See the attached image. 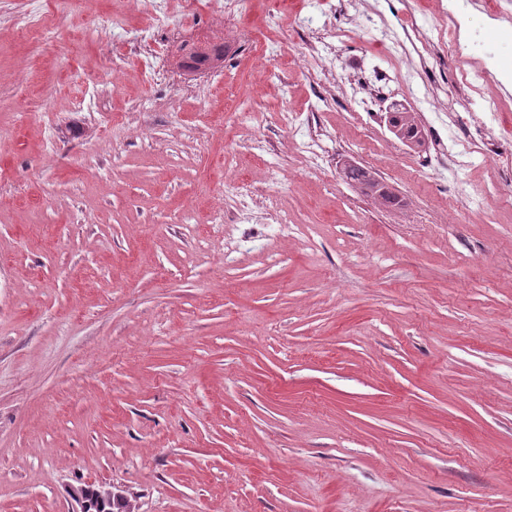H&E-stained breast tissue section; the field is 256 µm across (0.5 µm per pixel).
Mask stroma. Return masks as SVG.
Segmentation results:
<instances>
[{
    "mask_svg": "<svg viewBox=\"0 0 512 512\" xmlns=\"http://www.w3.org/2000/svg\"><path fill=\"white\" fill-rule=\"evenodd\" d=\"M96 2L0 0V512H69L98 483L139 512H512V180L492 153L435 165L438 140L467 143L430 95L470 96L458 58L406 93L376 31L405 0H344L364 21L339 64L367 112L300 54L317 0L273 29L244 0L229 64L173 93L169 31L220 38L209 0L155 20ZM34 7L51 29L20 39ZM264 33L283 50L267 82ZM399 103L425 148L390 133Z\"/></svg>",
    "mask_w": 512,
    "mask_h": 512,
    "instance_id": "35a3bbf8",
    "label": "stroma"
}]
</instances>
